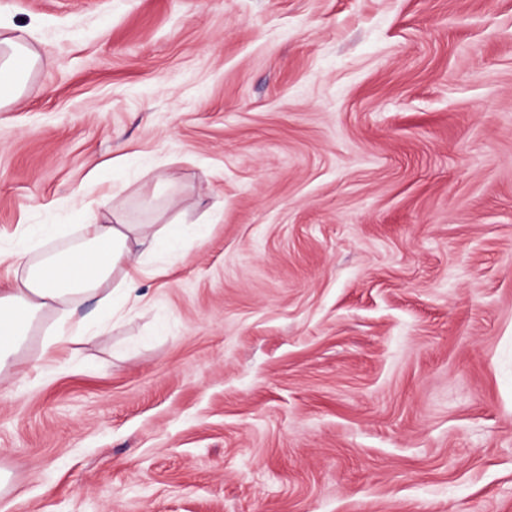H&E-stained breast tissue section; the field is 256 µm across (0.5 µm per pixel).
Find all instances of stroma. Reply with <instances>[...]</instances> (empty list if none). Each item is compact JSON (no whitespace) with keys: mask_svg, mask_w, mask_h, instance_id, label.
<instances>
[{"mask_svg":"<svg viewBox=\"0 0 512 512\" xmlns=\"http://www.w3.org/2000/svg\"><path fill=\"white\" fill-rule=\"evenodd\" d=\"M0 15L41 60L0 110V249L114 189L210 227L0 372V512H512V0Z\"/></svg>","mask_w":512,"mask_h":512,"instance_id":"stroma-1","label":"stroma"}]
</instances>
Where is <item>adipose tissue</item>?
Returning <instances> with one entry per match:
<instances>
[{"label":"adipose tissue","mask_w":512,"mask_h":512,"mask_svg":"<svg viewBox=\"0 0 512 512\" xmlns=\"http://www.w3.org/2000/svg\"><path fill=\"white\" fill-rule=\"evenodd\" d=\"M38 62L24 29L0 20V109L18 100ZM111 214L107 223L83 216L79 240L66 249L32 256L34 241L56 233L54 225L42 224L26 229L10 252H0V262L13 270L9 285L0 289V372L17 366L22 344L47 315L55 320L44 343L46 357L55 355L60 342L103 335L104 326L93 329L76 318L81 301L94 298L109 309L115 296L133 298L142 257L163 253L179 260L187 237L202 239L208 232L207 225L190 229L175 219L158 229L132 224L116 206Z\"/></svg>","instance_id":"1"}]
</instances>
